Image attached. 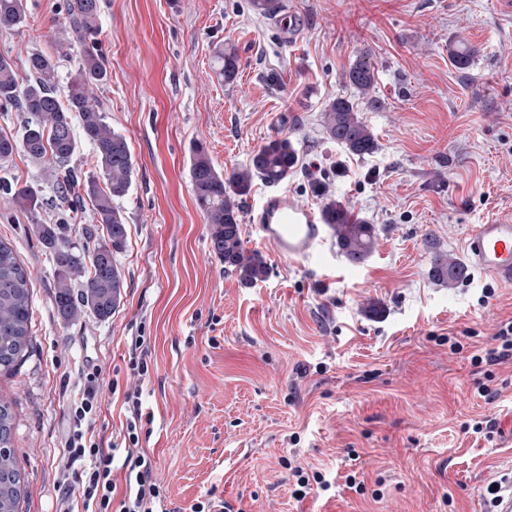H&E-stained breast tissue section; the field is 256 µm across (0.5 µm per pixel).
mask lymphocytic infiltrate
I'll return each mask as SVG.
<instances>
[{
  "instance_id": "lymphocytic-infiltrate-1",
  "label": "lymphocytic infiltrate",
  "mask_w": 512,
  "mask_h": 512,
  "mask_svg": "<svg viewBox=\"0 0 512 512\" xmlns=\"http://www.w3.org/2000/svg\"><path fill=\"white\" fill-rule=\"evenodd\" d=\"M99 370L84 376L71 395L72 428L62 446L63 467L56 481V512H159L167 492L152 458L140 448L146 414L141 388L122 391L126 421L115 439L97 440L89 423L102 406Z\"/></svg>"
}]
</instances>
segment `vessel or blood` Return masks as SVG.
Wrapping results in <instances>:
<instances>
[{"instance_id": "b4317fda", "label": "vessel or blood", "mask_w": 512, "mask_h": 512, "mask_svg": "<svg viewBox=\"0 0 512 512\" xmlns=\"http://www.w3.org/2000/svg\"><path fill=\"white\" fill-rule=\"evenodd\" d=\"M257 240L291 263L323 267L329 260L323 213L295 203L287 192L265 193L255 208ZM471 260L501 286L512 288V221L472 225L467 240ZM481 512H512V468L492 477Z\"/></svg>"}]
</instances>
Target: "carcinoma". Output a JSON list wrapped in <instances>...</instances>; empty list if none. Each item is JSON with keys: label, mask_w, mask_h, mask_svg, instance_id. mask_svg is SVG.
<instances>
[{"label": "carcinoma", "mask_w": 512, "mask_h": 512, "mask_svg": "<svg viewBox=\"0 0 512 512\" xmlns=\"http://www.w3.org/2000/svg\"><path fill=\"white\" fill-rule=\"evenodd\" d=\"M100 10V0H68L69 27L77 39L96 35ZM26 18V0H0V29H19ZM216 60L224 81H234L239 69L235 50L218 52ZM57 77L58 60L53 54L30 55L25 80L13 61L0 55V111L15 108L25 114L19 138L0 137V165L20 153L54 181L63 200L74 194L76 203L89 202L95 227L106 231V237L97 239L93 250L80 249L71 241L75 215L59 224H35L33 231L52 259L54 303L61 317L71 322L90 313L105 320L121 300L123 279L115 254L125 245L127 229L117 201L130 192L135 164L125 137L112 130L95 96L94 89L106 77L96 49L85 50L71 73L65 105L56 94ZM346 81L366 99L368 108L382 107L379 99L370 96L376 68L369 55L357 57L346 73ZM75 115L84 138L94 146L99 171L84 180L70 167L77 150ZM321 119L327 138L349 153L365 156L376 150L375 135L351 100L332 101ZM295 160V148L286 137L270 140L247 164L227 174L215 166L203 144L191 149L190 183L196 205L208 224L211 251L244 286L264 280L269 267L260 252L244 246L238 198L250 190L256 178L268 184L283 181ZM0 192L16 209L32 216L41 208L40 192L31 184L3 180ZM323 212L344 257L352 263L362 262L372 252L375 225L355 218L337 201L326 203ZM461 275L462 267L455 261L440 259L432 268V277L438 281L453 282ZM77 282L81 286L78 295L74 292ZM32 322L31 273L11 245L0 239V374L13 371L32 348ZM14 421L13 401L0 395V512H21L25 491L13 442Z\"/></svg>", "instance_id": "carcinoma-1"}]
</instances>
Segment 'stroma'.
<instances>
[{"label": "stroma", "mask_w": 512, "mask_h": 512, "mask_svg": "<svg viewBox=\"0 0 512 512\" xmlns=\"http://www.w3.org/2000/svg\"><path fill=\"white\" fill-rule=\"evenodd\" d=\"M286 2L302 25L288 45L251 0H102L107 79L96 94L136 168L118 202L124 288L108 320L58 317L32 223H57L65 206L36 165L10 162L42 198L33 220L0 194V240L32 274L33 348L0 376L23 512H54L68 398L95 367L101 387L127 385L126 339L139 334L151 338L143 403L153 415L141 445L168 512L207 494L232 512H479L484 483L512 467V364L471 362L512 317V288L495 287L466 250L472 225L512 217V0ZM67 23L66 0H27L26 26L0 30V55L20 67L35 52L57 55L66 95L84 51ZM459 39L476 50L465 71L448 53ZM227 46L240 61L228 84L214 64ZM363 52L383 106L361 112L378 148L359 157L326 139L321 113L358 100L345 74ZM278 136L297 152L283 182L292 200H338L378 237L358 265L339 252L325 268L288 262L250 232L267 189L254 180L239 199L241 234L269 275L244 286L210 250L190 150L203 143L229 171ZM440 257L460 262L463 278L433 279ZM487 381L499 390L490 403L476 390ZM476 417L497 421L493 441L466 432ZM291 452L356 472L364 492L340 484L296 501L279 463Z\"/></svg>", "instance_id": "stroma-1"}]
</instances>
